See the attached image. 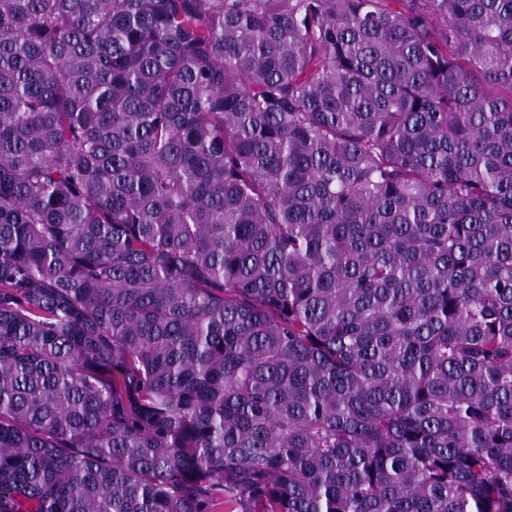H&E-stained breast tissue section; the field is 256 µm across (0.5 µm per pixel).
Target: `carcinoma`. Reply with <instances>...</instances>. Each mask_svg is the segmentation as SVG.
Wrapping results in <instances>:
<instances>
[{
    "mask_svg": "<svg viewBox=\"0 0 512 512\" xmlns=\"http://www.w3.org/2000/svg\"><path fill=\"white\" fill-rule=\"evenodd\" d=\"M0 512H512V0H0Z\"/></svg>",
    "mask_w": 512,
    "mask_h": 512,
    "instance_id": "carcinoma-1",
    "label": "carcinoma"
}]
</instances>
